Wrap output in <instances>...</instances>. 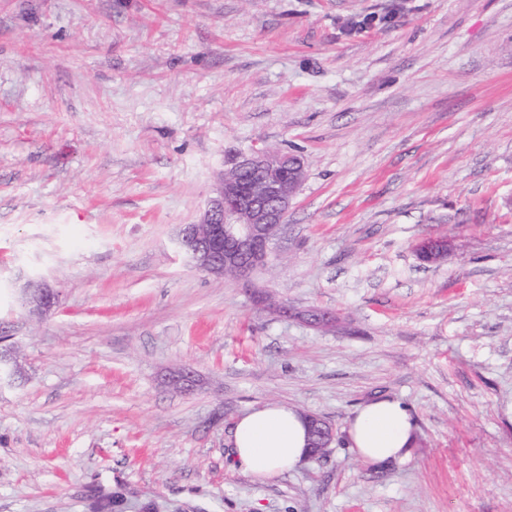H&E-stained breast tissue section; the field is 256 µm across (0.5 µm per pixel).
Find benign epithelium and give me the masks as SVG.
<instances>
[{
  "label": "benign epithelium",
  "mask_w": 512,
  "mask_h": 512,
  "mask_svg": "<svg viewBox=\"0 0 512 512\" xmlns=\"http://www.w3.org/2000/svg\"><path fill=\"white\" fill-rule=\"evenodd\" d=\"M306 178L301 157L290 152L254 147L237 156L224 171L199 221L180 233L179 247L192 264L217 277L250 283L252 273L272 263L274 245L288 211ZM419 256L437 262L448 254V238L418 242ZM57 294L38 278L28 280L21 306L42 318L56 304ZM309 435L322 430L334 440L331 427L308 414Z\"/></svg>",
  "instance_id": "benign-epithelium-1"
}]
</instances>
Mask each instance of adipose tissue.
<instances>
[{
	"label": "adipose tissue",
	"mask_w": 512,
	"mask_h": 512,
	"mask_svg": "<svg viewBox=\"0 0 512 512\" xmlns=\"http://www.w3.org/2000/svg\"><path fill=\"white\" fill-rule=\"evenodd\" d=\"M347 434L358 458L381 464L410 457L415 423L410 409L396 399L360 405ZM236 466L246 475L270 481L302 466L309 455L304 416L280 404H267L241 416L233 429Z\"/></svg>",
	"instance_id": "1"
}]
</instances>
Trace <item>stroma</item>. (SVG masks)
<instances>
[{"mask_svg":"<svg viewBox=\"0 0 512 512\" xmlns=\"http://www.w3.org/2000/svg\"><path fill=\"white\" fill-rule=\"evenodd\" d=\"M256 145L307 178L245 285L176 238ZM0 322V512H512V0H0ZM379 398L417 438L376 467ZM272 402L336 438L259 482ZM448 243L447 237L426 238L416 244L415 250L419 256L433 263L448 254ZM57 294L38 278L28 280L21 298V306L30 316L42 318L56 304ZM415 423L400 400L379 399L360 405L348 421L352 450L361 460L381 464L411 456Z\"/></svg>","mask_w":512,"mask_h":512,"instance_id":"35a3bbf8","label":"stroma"}]
</instances>
